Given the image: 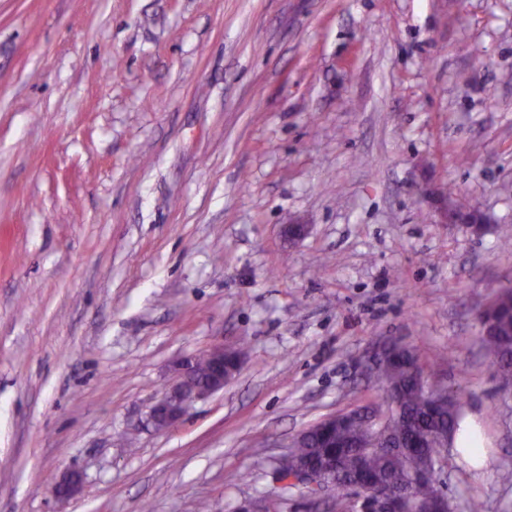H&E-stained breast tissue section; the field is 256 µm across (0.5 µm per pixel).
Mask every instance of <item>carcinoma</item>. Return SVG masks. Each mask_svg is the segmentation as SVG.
Masks as SVG:
<instances>
[{"label": "carcinoma", "mask_w": 512, "mask_h": 512, "mask_svg": "<svg viewBox=\"0 0 512 512\" xmlns=\"http://www.w3.org/2000/svg\"><path fill=\"white\" fill-rule=\"evenodd\" d=\"M487 324L481 341L491 356V366L502 386L512 387V288L495 291L490 307L481 313ZM420 358L414 349L400 353L383 370L367 373L383 385V401L388 411L389 401L396 400L404 408L405 416L398 419L388 415L383 426L394 438L408 444L421 440L420 446L410 452L366 448L373 428L360 421L338 422L334 425L310 427L308 437L297 444L282 462L284 469L293 472L305 464L325 465L332 461L339 465L336 480L334 512H349L356 483L364 478L379 482L406 479L410 471L427 465L435 452L434 442L427 437L448 436L449 441L462 437L468 448L479 444L478 437L467 432L463 425L464 391L445 395L430 391V379L419 377L415 363ZM435 481L409 485L408 494L416 502H428L438 494Z\"/></svg>", "instance_id": "1"}]
</instances>
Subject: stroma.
I'll list each match as a JSON object with an SVG mask.
<instances>
[{
  "label": "stroma",
  "instance_id": "obj_1",
  "mask_svg": "<svg viewBox=\"0 0 512 512\" xmlns=\"http://www.w3.org/2000/svg\"><path fill=\"white\" fill-rule=\"evenodd\" d=\"M507 224L512 0H0V512H307L270 459L380 399L391 340L465 392L458 512H512ZM220 343L235 377L154 431ZM487 324L481 341L502 386L512 387V288L495 291L490 307L481 313ZM207 355L195 358V376L197 383L205 384L211 372V360L214 358L220 364V370L210 380L206 387L194 384L192 364L194 358H185L175 364L176 382L157 398L150 408L148 423L157 431H164L181 420L188 412L193 402L204 399L224 389L235 369L224 373V345H217L206 352ZM223 362V367H222ZM83 484V475L79 471H66L62 478L54 485L52 494L61 501L71 499L79 492Z\"/></svg>",
  "mask_w": 512,
  "mask_h": 512
}]
</instances>
